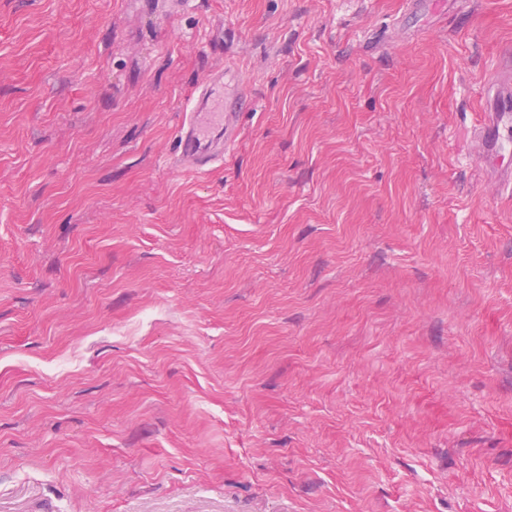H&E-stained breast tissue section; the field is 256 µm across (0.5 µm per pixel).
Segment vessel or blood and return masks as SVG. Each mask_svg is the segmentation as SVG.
Instances as JSON below:
<instances>
[{"instance_id": "vessel-or-blood-1", "label": "vessel or blood", "mask_w": 512, "mask_h": 512, "mask_svg": "<svg viewBox=\"0 0 512 512\" xmlns=\"http://www.w3.org/2000/svg\"><path fill=\"white\" fill-rule=\"evenodd\" d=\"M248 100L241 92L224 91V71L210 72L193 96L177 136L175 154L191 169L204 170L219 160L234 143L237 115ZM473 137L487 170L502 187L512 186V57L502 59L489 71L483 85V108Z\"/></svg>"}]
</instances>
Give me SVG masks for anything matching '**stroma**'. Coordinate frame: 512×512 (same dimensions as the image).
I'll list each match as a JSON object with an SVG mask.
<instances>
[{
	"mask_svg": "<svg viewBox=\"0 0 512 512\" xmlns=\"http://www.w3.org/2000/svg\"><path fill=\"white\" fill-rule=\"evenodd\" d=\"M511 47L512 0H0V512H512ZM512 57L489 71L483 85V108L473 137L487 170L503 188L512 186ZM247 101L248 96L242 92L224 96V69L212 70L193 95V107L180 126L177 160L197 171L219 160L236 139L237 115Z\"/></svg>",
	"mask_w": 512,
	"mask_h": 512,
	"instance_id": "35a3bbf8",
	"label": "stroma"
}]
</instances>
